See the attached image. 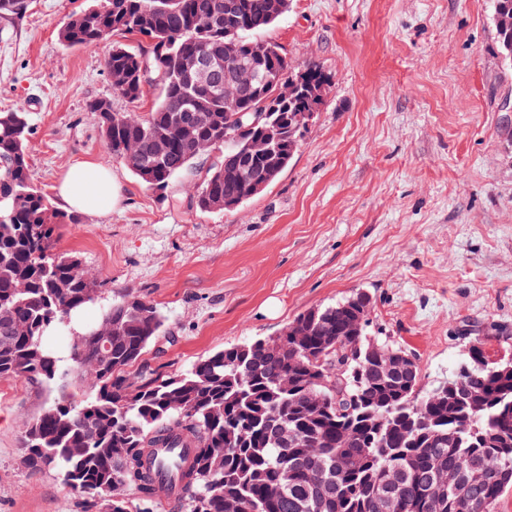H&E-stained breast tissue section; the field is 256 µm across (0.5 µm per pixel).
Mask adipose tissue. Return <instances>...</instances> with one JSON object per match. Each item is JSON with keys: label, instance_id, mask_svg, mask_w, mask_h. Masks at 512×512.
Listing matches in <instances>:
<instances>
[{"label": "adipose tissue", "instance_id": "1", "mask_svg": "<svg viewBox=\"0 0 512 512\" xmlns=\"http://www.w3.org/2000/svg\"><path fill=\"white\" fill-rule=\"evenodd\" d=\"M62 209L107 214L120 206L124 190L107 165L84 161L70 167L57 187Z\"/></svg>", "mask_w": 512, "mask_h": 512}]
</instances>
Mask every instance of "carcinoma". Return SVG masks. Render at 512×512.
Masks as SVG:
<instances>
[{
	"label": "carcinoma",
	"instance_id": "obj_1",
	"mask_svg": "<svg viewBox=\"0 0 512 512\" xmlns=\"http://www.w3.org/2000/svg\"><path fill=\"white\" fill-rule=\"evenodd\" d=\"M93 0L58 40L67 47L138 36L140 49L114 43L106 59L113 94L129 109L94 100L108 156L119 159L147 188L162 195L191 162L218 150L196 190L195 207L222 212L223 203L249 196L252 181L285 171L307 132L304 114L320 107L330 76L303 66L308 88L280 101L270 120L281 128L277 147L247 152L260 129L245 113L266 103L273 87L298 68L275 41L252 56L253 36L279 15L268 0ZM500 52L512 62V0H493ZM28 0H0V14L18 18ZM208 43L230 61L252 63L262 81L238 105L224 106V86L206 94L181 79L182 58ZM162 52H157L158 48ZM148 59L159 97L141 114L146 90L141 63ZM26 107L0 112V377L53 387L57 394L24 432V463L55 468L71 491L97 500L106 512H128L132 490L149 512L156 493L178 487L184 512H384L391 496L403 512H433L423 496L448 469L466 473L482 465L479 488L459 496L441 491L438 512H495L512 488V371L488 362L481 347L468 349L460 383L448 397L419 394L418 363L395 376L375 369L366 332L371 299L360 292L302 316L307 334L288 331L226 347L184 373L161 375L143 362L164 326L156 305L141 297H89L97 277L82 261L57 249L67 225L79 217L60 211L30 175ZM239 170L224 175V168ZM99 306L97 325L73 331L58 348V328ZM120 328L107 356L94 332ZM360 339L359 361L339 362ZM78 382L84 396L67 393Z\"/></svg>",
	"mask_w": 512,
	"mask_h": 512
}]
</instances>
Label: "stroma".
I'll return each instance as SVG.
<instances>
[{
    "label": "stroma",
    "mask_w": 512,
    "mask_h": 512,
    "mask_svg": "<svg viewBox=\"0 0 512 512\" xmlns=\"http://www.w3.org/2000/svg\"><path fill=\"white\" fill-rule=\"evenodd\" d=\"M87 4L30 0L24 17L0 18V112L26 104L45 191L75 163L110 162L121 208L82 215L58 248L106 297L161 310L151 366L184 372L357 290L372 297L370 334L416 357L421 393L473 343L488 361L512 359V64L490 0H289L264 36L328 73L330 92L279 180L226 213L194 207L207 158L162 196L108 161L88 105L126 108L105 67L112 44L58 43ZM53 394L0 378V512H102L57 471L24 464V426Z\"/></svg>",
    "instance_id": "stroma-1"
}]
</instances>
